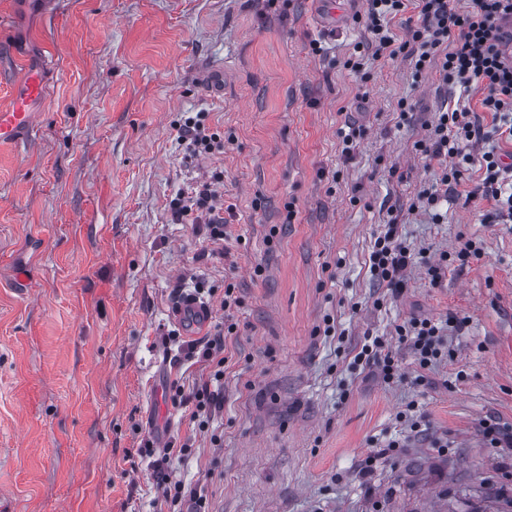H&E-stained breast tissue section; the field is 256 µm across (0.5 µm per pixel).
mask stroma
<instances>
[{
  "instance_id": "stroma-1",
  "label": "stroma",
  "mask_w": 512,
  "mask_h": 512,
  "mask_svg": "<svg viewBox=\"0 0 512 512\" xmlns=\"http://www.w3.org/2000/svg\"><path fill=\"white\" fill-rule=\"evenodd\" d=\"M365 9L0 0V108L49 68L34 139L0 148V512H160L159 432L188 446L170 477L208 512H512V453L482 427L512 428V221L470 195L480 143L442 219L418 202L441 166L416 144L460 89L403 55L351 71ZM192 112L223 152L178 147ZM219 171L220 255L170 209ZM393 220L413 255L397 296L369 268ZM469 239L480 255L458 259ZM194 290L212 318L193 337L170 314ZM412 316L463 322L425 370L394 341ZM226 323L201 429L178 403L208 378L188 346ZM369 336L394 341L392 385L354 360Z\"/></svg>"
}]
</instances>
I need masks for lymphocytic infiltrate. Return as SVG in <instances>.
Wrapping results in <instances>:
<instances>
[{"instance_id":"f902f5d3","label":"lymphocytic infiltrate","mask_w":512,"mask_h":512,"mask_svg":"<svg viewBox=\"0 0 512 512\" xmlns=\"http://www.w3.org/2000/svg\"><path fill=\"white\" fill-rule=\"evenodd\" d=\"M418 24L410 29L406 40H397L389 22L407 8V0H367L365 23L372 35L369 47L373 59H393L405 53L415 62L416 70L436 69L443 78L453 80L463 89L480 88L484 94L483 111L492 116L491 127H484L469 108L439 112L425 126V136L418 141L419 151L437 159L441 174L435 185L422 190L418 198L427 206L455 191L460 184L461 167L470 163L463 143L482 142L488 149L482 154L485 177L481 195L495 202V218L512 217V185H506L504 174L511 170L491 145L495 138L512 141V59L503 47L512 41V0H472L471 8L455 11L450 0H416ZM178 144L193 155H208L223 149L219 133L213 132L203 112L185 117L175 125ZM220 174L179 192L170 208L178 221L202 224L209 241L220 245L228 237L224 224V203L217 190ZM371 270L386 283L393 294L404 289V273L412 263V255L397 234L396 224H388L378 236L370 255ZM452 323L441 324L427 317H413L396 327L399 343L407 345L420 368L439 361L448 343ZM209 370V383L181 398L190 407L192 420L210 417L221 406L219 385L224 381V335L216 333L200 353Z\"/></svg>"}]
</instances>
